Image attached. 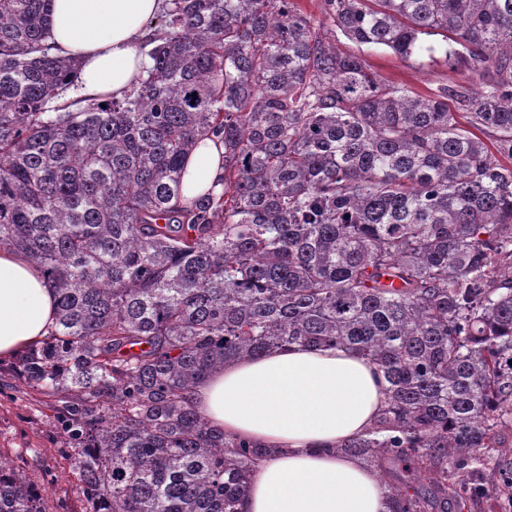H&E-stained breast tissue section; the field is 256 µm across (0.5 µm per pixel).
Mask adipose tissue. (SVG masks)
Segmentation results:
<instances>
[{
	"label": "adipose tissue",
	"mask_w": 512,
	"mask_h": 512,
	"mask_svg": "<svg viewBox=\"0 0 512 512\" xmlns=\"http://www.w3.org/2000/svg\"><path fill=\"white\" fill-rule=\"evenodd\" d=\"M160 2L51 0L52 40L80 61L79 95L98 101L130 90ZM223 154L201 141L185 166L184 200L221 191ZM54 312L39 268L0 248V361L39 343ZM384 400L382 377L364 356L303 347L230 362L193 395L214 428L267 450L250 472L245 512H394L377 473L336 451L375 421Z\"/></svg>",
	"instance_id": "1"
}]
</instances>
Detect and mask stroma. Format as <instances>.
Instances as JSON below:
<instances>
[{"label":"stroma","instance_id":"1","mask_svg":"<svg viewBox=\"0 0 512 512\" xmlns=\"http://www.w3.org/2000/svg\"><path fill=\"white\" fill-rule=\"evenodd\" d=\"M336 45L348 53H361L380 78L420 94L446 82L484 91L494 79L493 74L482 76L465 68L448 71L440 59L405 61L383 48L361 50L341 34ZM56 404L55 398L18 380L10 361L0 362V459L28 477L44 512H87L75 451L65 441Z\"/></svg>","mask_w":512,"mask_h":512}]
</instances>
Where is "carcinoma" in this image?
I'll return each mask as SVG.
<instances>
[{
	"label": "carcinoma",
	"instance_id": "carcinoma-1",
	"mask_svg": "<svg viewBox=\"0 0 512 512\" xmlns=\"http://www.w3.org/2000/svg\"><path fill=\"white\" fill-rule=\"evenodd\" d=\"M49 4L0 0V247L55 293L17 367L59 396L89 512H245L265 449L192 392L295 345L382 372L384 408L336 452L407 474L384 482L395 512L448 504L467 473L512 495V0H321V20L294 0H164L149 65L103 105L63 102L79 69ZM338 29L498 81L415 94ZM204 137L224 144L222 191L183 204ZM0 512H43L1 460Z\"/></svg>",
	"mask_w": 512,
	"mask_h": 512
}]
</instances>
